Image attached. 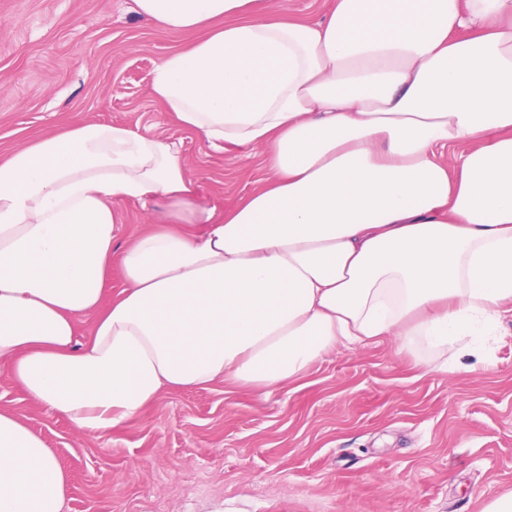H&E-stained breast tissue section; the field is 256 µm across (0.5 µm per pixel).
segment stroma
Returning a JSON list of instances; mask_svg holds the SVG:
<instances>
[{"label":"stroma","mask_w":512,"mask_h":512,"mask_svg":"<svg viewBox=\"0 0 512 512\" xmlns=\"http://www.w3.org/2000/svg\"><path fill=\"white\" fill-rule=\"evenodd\" d=\"M192 39L141 19L134 0H0V161L78 114L180 142L198 193L237 202L263 179L259 159L211 152L149 93L154 67ZM503 327L479 358L420 342L342 348L268 394L166 392L95 435L1 372L0 411L69 472L62 512H484L512 493L511 317Z\"/></svg>","instance_id":"stroma-1"}]
</instances>
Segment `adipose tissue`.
<instances>
[{
    "label": "adipose tissue",
    "mask_w": 512,
    "mask_h": 512,
    "mask_svg": "<svg viewBox=\"0 0 512 512\" xmlns=\"http://www.w3.org/2000/svg\"><path fill=\"white\" fill-rule=\"evenodd\" d=\"M134 2L195 35L154 68L151 96L267 175L221 209L178 143L124 125L77 115L18 145L0 163V368L29 398L91 435L169 390L293 384L341 346L498 334L512 0H330L316 21L270 0ZM120 201L152 224L120 237ZM69 485L0 412V512H62Z\"/></svg>",
    "instance_id": "1"
}]
</instances>
